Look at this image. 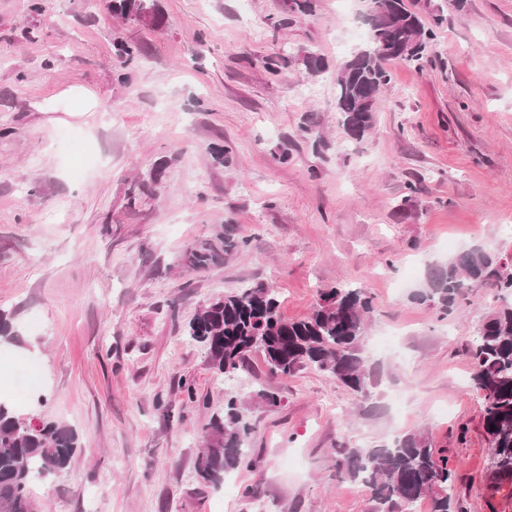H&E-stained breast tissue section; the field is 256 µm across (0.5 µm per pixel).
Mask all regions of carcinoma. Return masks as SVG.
<instances>
[{"mask_svg": "<svg viewBox=\"0 0 512 512\" xmlns=\"http://www.w3.org/2000/svg\"><path fill=\"white\" fill-rule=\"evenodd\" d=\"M372 8L410 19V29L371 28L369 43L336 70V111L349 136L361 139L373 123V106L391 83L390 62H419L434 30L404 0H372ZM249 240L231 225L190 247L185 262L193 270L218 266L246 250ZM491 284L499 306L483 322L470 348L472 381L483 393V429L490 446L488 486L497 492L512 486V273L498 257L480 248L467 249L444 265L430 268L411 299L428 302L444 316L454 312L466 283ZM276 292L258 283L203 306L189 322L187 334L207 352L217 373L231 379L247 370L253 352L263 355L269 373L286 378L311 367L356 394L365 393L373 375L362 355L372 301L358 289L336 285L319 294L309 316L287 320ZM253 431L241 394L224 395V415L205 433L206 448L195 468L206 483L251 467L245 447ZM77 448L78 435L53 419H32L0 401V512H37L30 487L37 479L62 474ZM338 471L362 479L378 503L376 512H404L402 507L430 499L432 512L460 508L452 495L448 458L420 434H406L370 448H345Z\"/></svg>", "mask_w": 512, "mask_h": 512, "instance_id": "1", "label": "carcinoma"}]
</instances>
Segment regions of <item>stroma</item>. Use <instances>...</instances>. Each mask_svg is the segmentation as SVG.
I'll use <instances>...</instances> for the list:
<instances>
[{
	"label": "stroma",
	"instance_id": "35a3bbf8",
	"mask_svg": "<svg viewBox=\"0 0 512 512\" xmlns=\"http://www.w3.org/2000/svg\"><path fill=\"white\" fill-rule=\"evenodd\" d=\"M156 4L150 26L108 0L41 13L0 0V312L19 331L0 348V394L80 443L65 473L33 485L38 512H373L337 450L405 432L446 451L465 512H512V489L487 485L470 385L497 292L465 289L443 321L411 299L430 265L469 246L512 272V0H407L445 18L432 62L390 64L360 140L339 122L334 74L368 37L370 0H317L310 15L292 0ZM118 41L142 56L123 61ZM311 56L327 71L309 74ZM310 119L319 139L302 133ZM227 224L249 249L189 270L187 249ZM254 282L290 320L323 288L365 291L367 394L310 368L271 376L258 352L240 379L217 376L186 326ZM228 388L252 399L259 463L206 484L195 462Z\"/></svg>",
	"mask_w": 512,
	"mask_h": 512
}]
</instances>
